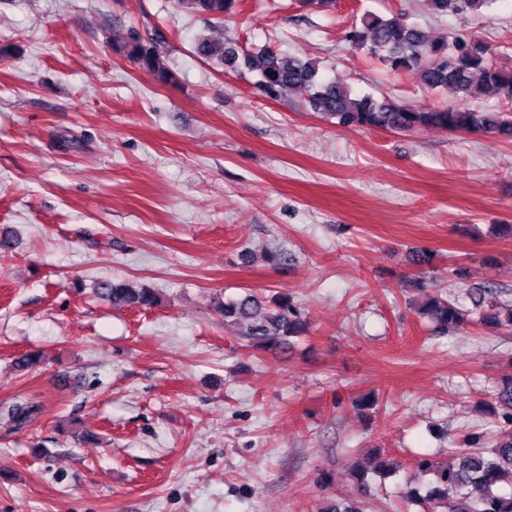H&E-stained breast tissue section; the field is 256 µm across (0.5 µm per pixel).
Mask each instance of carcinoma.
Returning a JSON list of instances; mask_svg holds the SVG:
<instances>
[{
  "instance_id": "1",
  "label": "carcinoma",
  "mask_w": 512,
  "mask_h": 512,
  "mask_svg": "<svg viewBox=\"0 0 512 512\" xmlns=\"http://www.w3.org/2000/svg\"><path fill=\"white\" fill-rule=\"evenodd\" d=\"M236 0H175L176 6L195 16L214 19L232 13ZM496 0H426L436 17L480 15ZM346 41L380 59L391 71L416 70L430 90L452 89L465 101L483 94L512 101V69L496 61L488 43L469 36L432 40L421 27L407 22L403 14L383 18L366 14L361 25H352ZM168 40L159 27H131L124 40L112 50L160 85L178 82L176 72L166 65ZM193 54L222 68L244 66L258 74L257 94L268 100L281 98L291 88L309 92L308 103L316 111L337 120L343 127L405 131L439 128L452 132H477L502 142H512V116L494 110L457 106L422 108L396 103L389 98L356 95L340 83L325 81L312 60L276 52L268 46L246 50L232 41L216 43L204 35L194 38ZM93 294L115 307L150 308L158 302L151 288L129 281L98 280ZM466 305L441 291L412 304L416 314L430 319L440 334L477 323L501 330L512 328V304L502 305L493 290H467ZM224 321L235 325L238 335L263 349L285 350L291 338L305 333L306 325L296 304L286 297L265 301L256 294L227 300L220 305ZM42 404L34 397L20 396L0 406V421L22 429L39 416ZM496 437L484 445V435L473 433L465 445L451 448L449 459L417 460L418 470L432 476L424 488H415L410 500L427 505L431 512H512V378L500 391L494 412ZM364 501L331 500L321 512H365Z\"/></svg>"
}]
</instances>
